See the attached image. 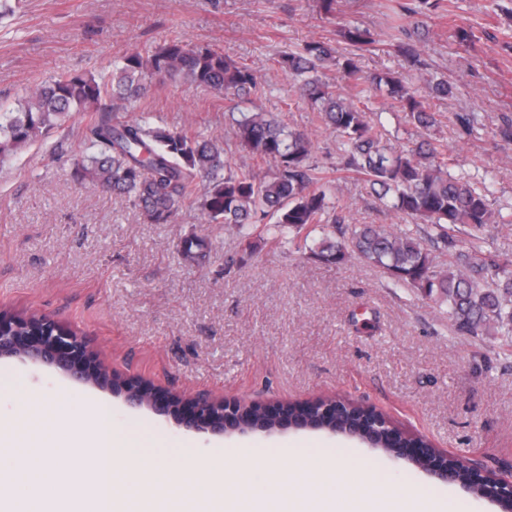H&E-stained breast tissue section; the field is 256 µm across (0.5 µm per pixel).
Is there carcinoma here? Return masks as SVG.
I'll list each match as a JSON object with an SVG mask.
<instances>
[{"label": "carcinoma", "mask_w": 512, "mask_h": 512, "mask_svg": "<svg viewBox=\"0 0 512 512\" xmlns=\"http://www.w3.org/2000/svg\"><path fill=\"white\" fill-rule=\"evenodd\" d=\"M447 7L444 0H410L394 12L392 46L413 66L419 61L422 18ZM346 37L357 47L374 42L368 29L351 28ZM326 42L309 41L278 60L300 97L315 106L325 125L341 137L336 173L354 176L375 193L384 210L408 218L413 227L393 234L383 224H341L336 214L335 180L323 176L313 160L308 133L290 129L265 112H240L233 135L253 157L274 168L258 173L236 171L224 157V142L190 136L184 130L155 123L142 112L119 117L139 99L149 79L181 77L233 99L257 88L256 72L233 63L209 47L191 48L171 41L144 55L132 51L113 66L109 78L93 74L54 75L13 108L0 106V158L48 135L71 112H89L83 131L85 153L73 161V177L127 197L151 224H167L190 203L207 224L242 228L261 224L265 235L243 236L244 251L262 244L310 247L317 258L340 263L356 254L381 268L396 284L422 288L448 303V321L461 335L494 333L512 336V258L474 250L455 252L454 231L460 225L479 230L487 224H512V214L491 208L492 183L479 185L448 172L445 153L431 144L400 149L388 142L382 123L349 97L323 81L321 70L332 62L348 87L365 92L387 87V94L423 128L434 126L410 76L364 74L355 57L336 58ZM426 224L431 241L448 247V268L434 263L415 227ZM366 408L349 404L336 426L351 428ZM365 444L388 448L377 424L366 431Z\"/></svg>", "instance_id": "cac0c4a2"}]
</instances>
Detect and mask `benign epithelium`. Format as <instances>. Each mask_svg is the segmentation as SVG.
<instances>
[{
	"mask_svg": "<svg viewBox=\"0 0 512 512\" xmlns=\"http://www.w3.org/2000/svg\"><path fill=\"white\" fill-rule=\"evenodd\" d=\"M40 329L34 335L22 332L16 320L0 316V358L20 356L35 362L54 366L72 379L92 384L124 397L131 405L146 406L153 411L173 416L188 428L207 430L225 434L229 429L242 422L244 412L255 413L271 421L278 428L293 422L296 412L288 404L258 406L245 402H230L214 399L210 396H197L189 400L178 393L162 392L143 385L142 380L124 377L118 385H113L116 374L105 361L92 349L85 336L62 327L56 320L41 315ZM343 402L327 399L321 403L318 412L307 416L312 418L309 427L334 425L336 417L342 412ZM387 453L396 458H407L416 465H425V470L444 481H454L455 467L433 461L439 453L437 448H389ZM456 467L469 469L472 479L484 485V497L500 504L512 502V477L495 476L476 460L464 461L453 455L448 456Z\"/></svg>",
	"mask_w": 512,
	"mask_h": 512,
	"instance_id": "7a95c632",
	"label": "benign epithelium"
}]
</instances>
